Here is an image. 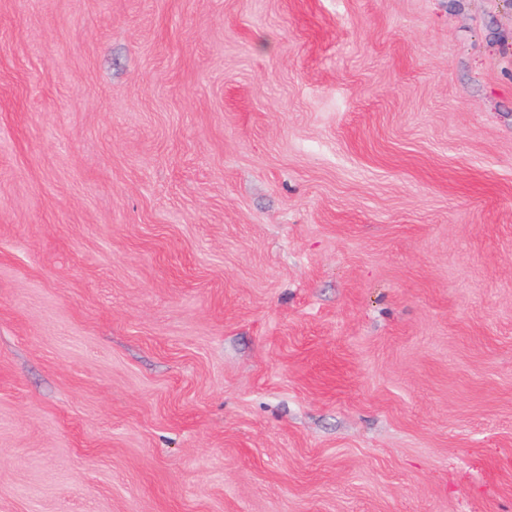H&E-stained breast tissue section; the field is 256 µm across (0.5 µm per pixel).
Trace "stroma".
Masks as SVG:
<instances>
[{"label": "stroma", "instance_id": "stroma-1", "mask_svg": "<svg viewBox=\"0 0 512 512\" xmlns=\"http://www.w3.org/2000/svg\"><path fill=\"white\" fill-rule=\"evenodd\" d=\"M0 512H512V0H0Z\"/></svg>", "mask_w": 512, "mask_h": 512}]
</instances>
